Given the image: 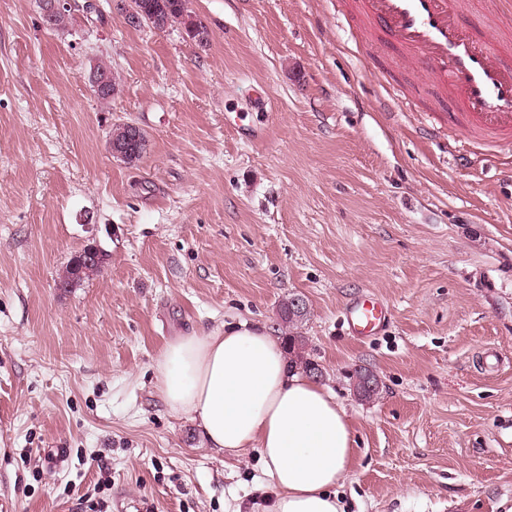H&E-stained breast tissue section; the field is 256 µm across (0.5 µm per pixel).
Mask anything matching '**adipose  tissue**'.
<instances>
[{
    "mask_svg": "<svg viewBox=\"0 0 512 512\" xmlns=\"http://www.w3.org/2000/svg\"><path fill=\"white\" fill-rule=\"evenodd\" d=\"M168 407L226 457L257 451L273 496L264 512H347L353 423L325 386L290 367L273 327L240 321L172 340L159 362Z\"/></svg>",
    "mask_w": 512,
    "mask_h": 512,
    "instance_id": "ef3b65f1",
    "label": "adipose tissue"
}]
</instances>
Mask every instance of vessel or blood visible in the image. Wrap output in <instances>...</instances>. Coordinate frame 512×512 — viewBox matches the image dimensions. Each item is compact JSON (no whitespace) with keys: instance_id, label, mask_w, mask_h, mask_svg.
<instances>
[{"instance_id":"obj_1","label":"vessel or blood","mask_w":512,"mask_h":512,"mask_svg":"<svg viewBox=\"0 0 512 512\" xmlns=\"http://www.w3.org/2000/svg\"><path fill=\"white\" fill-rule=\"evenodd\" d=\"M359 15L382 45L398 50L424 87L446 92L469 145L512 143V58L466 28L452 0H357ZM389 315L380 300L361 297L343 311L354 336L375 335Z\"/></svg>"}]
</instances>
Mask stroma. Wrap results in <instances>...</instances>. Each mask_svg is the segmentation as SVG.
<instances>
[{
    "label": "stroma",
    "instance_id": "1",
    "mask_svg": "<svg viewBox=\"0 0 512 512\" xmlns=\"http://www.w3.org/2000/svg\"><path fill=\"white\" fill-rule=\"evenodd\" d=\"M97 3L50 32L39 0H0V512H253L257 453L208 448L158 362L193 331L281 327L291 297L354 425L350 512H512V145L459 167L447 104L354 0H189L203 44ZM464 22L512 51L503 0ZM130 121L134 166L108 148ZM94 240L102 271L58 288ZM363 295L391 311L366 338L342 321ZM92 71L105 75L107 78L106 79L105 77L96 73H92L90 75V83L92 85L93 91L99 94L96 95L98 99L102 101H109L121 92V78L117 73L112 71V67L108 62L101 60L94 66L93 69L91 68L90 72Z\"/></svg>",
    "mask_w": 512,
    "mask_h": 512
}]
</instances>
